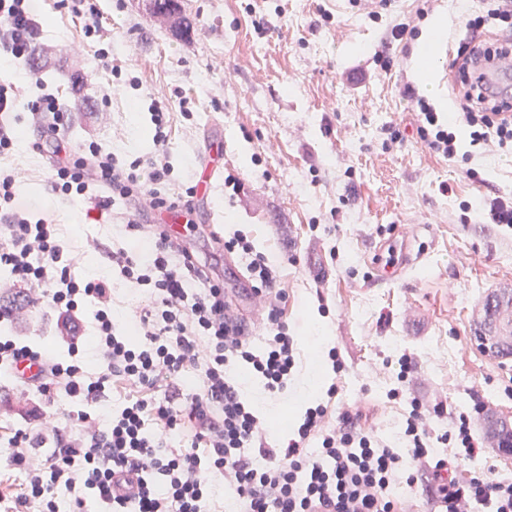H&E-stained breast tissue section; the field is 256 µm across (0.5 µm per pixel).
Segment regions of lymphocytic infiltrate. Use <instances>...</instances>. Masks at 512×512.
<instances>
[{"mask_svg": "<svg viewBox=\"0 0 512 512\" xmlns=\"http://www.w3.org/2000/svg\"><path fill=\"white\" fill-rule=\"evenodd\" d=\"M38 28L28 0H0V63L28 59ZM464 28L457 51L462 86L457 120L468 129L472 145L512 149V97L486 95L473 68L478 59L512 54V0H489L485 14L466 18ZM22 94L18 81L0 71L1 158L17 147L10 117ZM404 95L419 116L425 146L454 158L456 133L413 88ZM26 106L31 126L47 136L33 147L48 152L53 191L81 198L99 189L100 209L129 205L136 217L127 222L126 233L150 234L154 249L144 258L122 250L112 255L122 277L148 300L139 313L142 338L134 344L112 316L111 278L73 276V258L55 224L47 214L15 205L14 176L0 170V268L9 271L11 286L28 287L29 302L47 300L74 338L68 359L61 360L0 336V368L43 361L42 377L29 386L45 395L62 390L100 404L116 380L134 392L106 427L81 411L67 431L14 434L0 453L8 467L23 470L28 479L15 512L33 506L38 512H58L63 492L82 507L81 488L111 505L112 512H202L217 479L234 490L238 512H400L391 486L413 485L429 467L443 469L435 444L452 439L475 455L467 416L455 418L454 435L433 438L426 421L444 417L447 408L415 399L400 448L374 440L362 427L360 413L345 410L337 422H329L321 404L306 409L286 446L270 447L267 428L244 400L234 371L245 365L275 395L287 390L295 367L294 339L281 308L286 291L267 257L244 235L224 243L225 252L245 258L251 291L263 304L267 338L257 351L249 341V324L230 312L223 277L172 239L163 225L143 221L151 212L191 206L192 190L166 193L169 165L159 159L123 163L97 145H74L54 95L38 96ZM88 302L96 306L90 345L102 364L93 373L77 359L82 329L77 317ZM191 369L200 371L202 387L187 393L179 381ZM184 430L191 434L188 445L169 447V435ZM313 440L318 447L311 452L307 444ZM483 502L493 503L495 512H512V483L478 475L463 485L441 484L434 512H475Z\"/></svg>", "mask_w": 512, "mask_h": 512, "instance_id": "obj_1", "label": "lymphocytic infiltrate"}]
</instances>
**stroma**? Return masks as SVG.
<instances>
[{"instance_id":"obj_1","label":"stroma","mask_w":512,"mask_h":512,"mask_svg":"<svg viewBox=\"0 0 512 512\" xmlns=\"http://www.w3.org/2000/svg\"><path fill=\"white\" fill-rule=\"evenodd\" d=\"M191 27L174 37L167 16L148 0H96L97 29L58 0H31L40 23L41 71L12 65L30 96L54 94L68 106L74 144H96L120 159L163 155L171 168L166 190L195 182L207 144L221 139L224 165L208 203H193L196 231L182 242L216 267L221 243L246 234L276 268L288 294L283 318L295 341V369L285 393L269 394L260 380L239 375L242 394L269 428L271 444L293 437L308 407L349 408L382 441L397 446L406 398L444 403L449 415L428 422L432 434L451 431V415L472 418L477 457L439 448L447 475L468 482L484 472L512 470L487 430L488 417L512 424V360L481 352L471 339L475 313L498 288L512 289V226L480 223L473 208L512 197V154L461 143L446 159L421 142L418 116L403 95L415 87L435 109L455 103L454 79L442 70L421 74L418 52L433 40L438 59L459 44L464 15L483 0H392L378 15L350 0H179ZM404 23L403 40L393 26ZM108 52L113 68L99 66ZM389 57L381 68L377 55ZM169 117L167 143L153 141L151 115ZM398 125L402 143L387 138ZM0 167L15 175L19 204L47 207L73 273L111 274L113 252L148 255L152 242L132 237L122 216L99 215L96 200L56 199L46 159L32 147L38 133ZM239 179V191L225 176ZM410 236L418 261L397 281L382 283L374 267L380 243ZM22 308L8 331L27 344L67 354L65 331L46 304L28 302L22 287L0 289V305ZM429 321L411 335L408 311ZM336 349L344 364L325 359ZM410 355L414 372L396 379ZM403 387L404 399L390 389ZM485 404L490 414L476 413ZM77 399L52 400L0 373V448L16 431L36 433L40 415L70 426Z\"/></svg>"}]
</instances>
